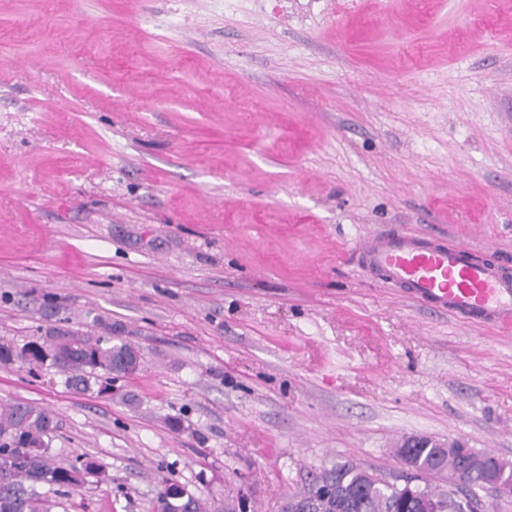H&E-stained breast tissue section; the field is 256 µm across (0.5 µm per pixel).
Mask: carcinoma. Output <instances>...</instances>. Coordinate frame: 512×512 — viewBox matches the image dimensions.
Returning a JSON list of instances; mask_svg holds the SVG:
<instances>
[{"label": "carcinoma", "instance_id": "1", "mask_svg": "<svg viewBox=\"0 0 512 512\" xmlns=\"http://www.w3.org/2000/svg\"><path fill=\"white\" fill-rule=\"evenodd\" d=\"M140 347L121 336H88L79 332L58 339L50 333L21 346L0 343V364L20 362L32 367L48 365L67 375V386L85 394L91 380L105 377L101 391L111 390L109 381L135 374L127 368ZM54 415L32 402L0 403V469L12 472V484L0 486V512H48L42 486H77L88 477L105 474L97 458L78 457L69 465L60 463L51 449ZM410 470L405 483L397 484L352 463H336L315 471L302 490L289 499L304 505L300 512H467L448 504L435 507L433 499L445 494L429 479L457 474L478 492L492 476L512 478V463L498 455L471 448H416L401 456ZM154 508L159 512H224L221 503L196 497L186 487L167 482L159 491Z\"/></svg>", "mask_w": 512, "mask_h": 512}]
</instances>
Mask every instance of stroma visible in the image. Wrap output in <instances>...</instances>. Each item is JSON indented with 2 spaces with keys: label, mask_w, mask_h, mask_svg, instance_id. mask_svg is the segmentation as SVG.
<instances>
[{
  "label": "stroma",
  "mask_w": 512,
  "mask_h": 512,
  "mask_svg": "<svg viewBox=\"0 0 512 512\" xmlns=\"http://www.w3.org/2000/svg\"><path fill=\"white\" fill-rule=\"evenodd\" d=\"M402 229L512 270V0H0V342L143 354L103 395L0 364L105 465L51 512H281L414 434L512 461V327L359 262ZM158 512H223L224 507L215 501H205L196 497L185 486L167 482L159 491L154 511ZM156 512V511H155Z\"/></svg>",
  "instance_id": "35a3bbf8"
}]
</instances>
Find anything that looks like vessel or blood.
I'll return each instance as SVG.
<instances>
[{
	"label": "vessel or blood",
	"mask_w": 512,
	"mask_h": 512,
	"mask_svg": "<svg viewBox=\"0 0 512 512\" xmlns=\"http://www.w3.org/2000/svg\"><path fill=\"white\" fill-rule=\"evenodd\" d=\"M362 263L436 310L489 326L512 325V274L466 246L395 231L358 244Z\"/></svg>",
	"instance_id": "obj_1"
}]
</instances>
